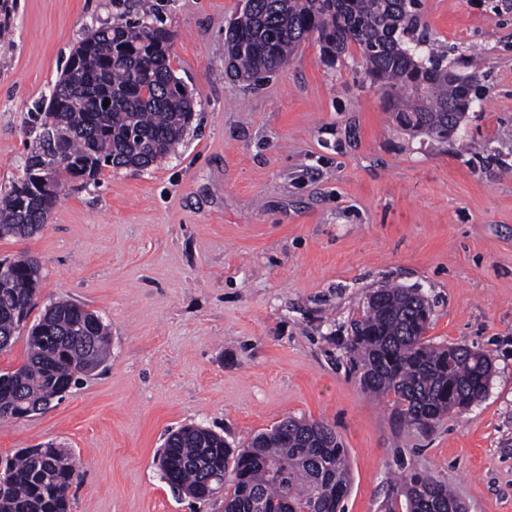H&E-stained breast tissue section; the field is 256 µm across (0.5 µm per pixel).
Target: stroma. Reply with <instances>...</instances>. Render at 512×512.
Instances as JSON below:
<instances>
[{
    "instance_id": "obj_1",
    "label": "stroma",
    "mask_w": 512,
    "mask_h": 512,
    "mask_svg": "<svg viewBox=\"0 0 512 512\" xmlns=\"http://www.w3.org/2000/svg\"><path fill=\"white\" fill-rule=\"evenodd\" d=\"M195 112L143 171L73 183L43 228L0 238L36 257L40 308L101 316L110 356L62 399L0 421V461L54 445L80 463L71 512H219L174 493L168 435L200 425L241 448L286 417L326 422L348 451L346 512H381L398 475L432 474L466 512H512V0H421L449 62L483 60L485 94L452 141L401 127L358 49L313 41L250 86L225 70L240 0H151ZM138 0H0V193L23 175L25 126L92 30ZM420 289L427 339L484 351L486 398L404 426L349 363L350 324L377 288Z\"/></svg>"
}]
</instances>
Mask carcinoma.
Returning <instances> with one entry per match:
<instances>
[{
	"instance_id": "obj_1",
	"label": "carcinoma",
	"mask_w": 512,
	"mask_h": 512,
	"mask_svg": "<svg viewBox=\"0 0 512 512\" xmlns=\"http://www.w3.org/2000/svg\"><path fill=\"white\" fill-rule=\"evenodd\" d=\"M413 0H248L229 23L224 47L230 72L253 84L286 65L313 38L334 64L356 46L370 83L381 90L395 120L440 140L458 133L481 99L480 74L461 75L442 47L420 31ZM172 34L163 26L123 19L98 28L68 59L47 105L26 124L43 133L24 160L23 176L0 198V238L41 230L65 185L38 187L34 169L59 171L98 184L103 170L145 169L175 151L194 112L192 96L171 66ZM108 106H103L105 100ZM0 351L12 345L37 307L40 262L26 255L0 261ZM431 306L417 288L389 286L366 297L351 324L348 352L362 390L393 396L404 424L431 428L461 415L488 393L494 375L488 354L463 344L425 339ZM108 324L65 299L50 303L28 331L29 353L0 373V421L45 409L52 398L98 370L109 354ZM164 479L195 500H211L223 479V512H344L351 477L348 453L325 422L287 417L244 448L224 446L210 429L185 426L161 452ZM78 465L59 448L29 449L0 471V512H70L69 489ZM406 512H464L448 485L432 476L404 475Z\"/></svg>"
}]
</instances>
